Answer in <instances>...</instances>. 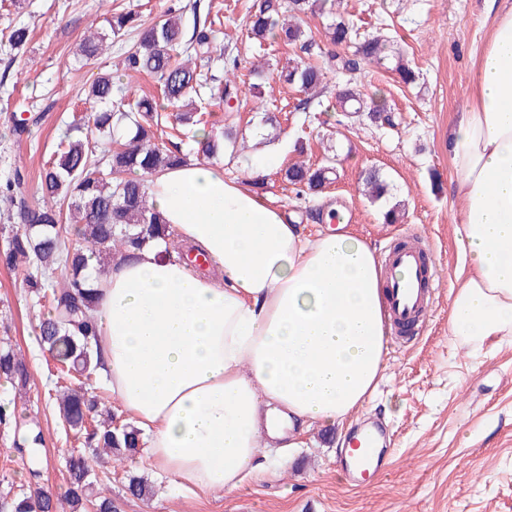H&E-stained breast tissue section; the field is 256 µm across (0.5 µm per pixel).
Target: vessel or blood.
<instances>
[{
	"label": "vessel or blood",
	"instance_id": "b4317fda",
	"mask_svg": "<svg viewBox=\"0 0 512 512\" xmlns=\"http://www.w3.org/2000/svg\"><path fill=\"white\" fill-rule=\"evenodd\" d=\"M380 275L388 292V311L395 334H406L411 328L425 325L441 280L430 251L412 242L390 248L384 255ZM389 442L388 427L378 419H367L349 433L341 470L350 486H369L371 477L385 465L384 454L376 446Z\"/></svg>",
	"mask_w": 512,
	"mask_h": 512
}]
</instances>
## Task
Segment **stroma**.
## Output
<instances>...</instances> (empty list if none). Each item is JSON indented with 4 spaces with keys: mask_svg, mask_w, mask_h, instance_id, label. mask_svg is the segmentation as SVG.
Returning <instances> with one entry per match:
<instances>
[{
    "mask_svg": "<svg viewBox=\"0 0 512 512\" xmlns=\"http://www.w3.org/2000/svg\"><path fill=\"white\" fill-rule=\"evenodd\" d=\"M258 2L112 0V7L146 21L169 9L187 23L197 13L217 15L219 40L241 61V88L262 86L281 124L265 150L245 148L225 166V176L241 181L260 176L267 196L308 234L326 229L331 209L352 234L378 250L417 237L433 250L442 285L425 330L414 342L387 345L382 380L363 408L364 414H379L393 435L389 463L371 487L348 488L339 471L346 430L333 425L304 433L297 447L265 449L276 468L230 495L199 497L178 487L153 469L148 448H140L112 470L116 512H512V339H493L476 356L448 334L452 294L465 272L457 235L463 204L453 192L448 126L471 95L473 63L494 19L488 0H341L340 12L353 33L351 43L339 46L324 35L326 15L303 16V27L315 40L310 59L322 66L326 85L321 105L306 111L298 107L302 94L296 87L269 72L251 73L256 59L302 55L294 45L251 39L245 18ZM22 3L11 15L0 14V183L16 180L17 193L31 200L38 195L44 162L88 108L86 93L98 73L121 76L130 101L158 95L159 88L149 74L123 75L114 48L98 60L76 62L74 52L87 26L104 11L100 0ZM11 22L30 30L19 52L6 42L4 29ZM376 30L394 40L419 73L410 87L392 71L372 66L358 73L363 97L383 99L392 124L353 123L342 112H322L348 79L337 69V59L353 55L356 42ZM30 117L36 125L16 136L14 120ZM331 150L337 155L336 175L322 193L300 194L282 182L281 167L300 157L323 164ZM264 151L278 155L279 163L259 171L255 162ZM368 169L386 178L388 203L400 207L396 222L382 219L388 203L362 194L361 177ZM36 314L22 275L0 264V338L20 349L31 372L26 397L0 388V403L14 409L11 423L0 426V496L25 484L32 467L41 471L45 485L64 493V458L82 445L57 424L48 404L54 366L35 338ZM34 427L41 428L43 443L31 455L23 438ZM130 473L148 479L152 497L126 494Z\"/></svg>",
    "mask_w": 512,
    "mask_h": 512,
    "instance_id": "1",
    "label": "stroma"
}]
</instances>
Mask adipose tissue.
I'll return each mask as SVG.
<instances>
[{
	"label": "adipose tissue",
	"mask_w": 512,
	"mask_h": 512,
	"mask_svg": "<svg viewBox=\"0 0 512 512\" xmlns=\"http://www.w3.org/2000/svg\"><path fill=\"white\" fill-rule=\"evenodd\" d=\"M464 205L468 274L448 315L454 342L512 336V6L474 65L470 102L448 127ZM176 239L202 246L194 272L155 239L116 254L96 284L100 374L148 436L153 467L204 495L262 471L291 428L342 423L385 367L388 315L374 249L346 232L304 235L220 164L189 160L149 179Z\"/></svg>",
	"instance_id": "adipose-tissue-1"
}]
</instances>
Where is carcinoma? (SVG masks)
I'll return each instance as SVG.
<instances>
[{
    "mask_svg": "<svg viewBox=\"0 0 512 512\" xmlns=\"http://www.w3.org/2000/svg\"><path fill=\"white\" fill-rule=\"evenodd\" d=\"M338 5L339 0H288L286 5L265 0L258 12L247 17L246 27L251 38L260 42L299 43L308 52L313 42L305 29L297 22H281L280 16L286 9L299 19L318 8L334 16L328 34L332 43L342 45L350 41L351 28L340 17ZM136 20L137 14L130 11L112 13L105 18L107 27L85 38L78 52L86 61L95 59L103 42H119L137 32V40L123 53V70L155 77L161 98L144 95L129 105L120 97L121 88L112 74L97 76L87 91L90 111L70 125L41 171V197L30 203L15 194V183L0 186L3 218L21 224L16 230L0 228L8 231L0 262L19 270L35 303L46 308L37 316L38 342L62 378L89 379L101 368L91 285L104 276L98 264L166 236L167 226L150 202L147 181L189 158L166 138L167 119L206 129L209 113L202 106L203 89H216L225 111H238L230 106L231 101H239V87L231 76L239 70L240 60L217 48L212 20L195 19L189 30L182 16L170 9L147 25ZM218 51L224 54L222 76L208 66L211 54ZM362 62L397 72L406 86L418 78L399 49L382 35L367 36L353 57L340 59L338 66L352 74ZM322 77V68L302 58L279 71V79L304 93L316 92ZM337 101L355 122L392 123L382 101L368 103L351 86L338 92ZM238 139V132L230 127L219 136L208 135L199 142L197 160L234 161ZM333 170L329 163L319 167L295 163L282 175L300 192L319 193L331 183ZM363 182L374 201L388 189L376 170L367 172ZM0 378L19 391L30 379L25 360L7 342L0 345ZM54 389L51 404L58 423L65 432L82 437L85 445L65 460L68 488L60 496L53 494L38 482L40 474L33 470L29 485L0 497V512H116L112 491L104 487V482H112L104 458L120 461L137 452L142 432L130 422L112 426V412L103 399L59 382ZM125 488L138 499L152 495L148 482L135 475H128Z\"/></svg>",
    "mask_w": 512,
    "mask_h": 512,
    "instance_id": "carcinoma-1",
    "label": "carcinoma"
}]
</instances>
